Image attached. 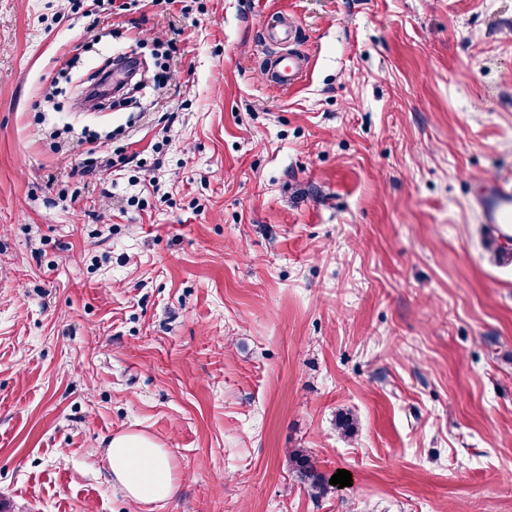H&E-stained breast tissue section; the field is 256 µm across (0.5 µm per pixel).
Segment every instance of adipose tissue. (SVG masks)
<instances>
[{
	"mask_svg": "<svg viewBox=\"0 0 512 512\" xmlns=\"http://www.w3.org/2000/svg\"><path fill=\"white\" fill-rule=\"evenodd\" d=\"M107 463L113 482L135 502L161 503L176 491L168 451L145 435L126 433L113 437Z\"/></svg>",
	"mask_w": 512,
	"mask_h": 512,
	"instance_id": "ef3b65f1",
	"label": "adipose tissue"
}]
</instances>
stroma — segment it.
Returning <instances> with one entry per match:
<instances>
[{
  "label": "stroma",
  "instance_id": "1",
  "mask_svg": "<svg viewBox=\"0 0 512 512\" xmlns=\"http://www.w3.org/2000/svg\"><path fill=\"white\" fill-rule=\"evenodd\" d=\"M157 36L137 110L48 104ZM508 176L512 0H0V503L512 512V254L476 205ZM122 433L173 498L113 483ZM295 448L351 486L312 497ZM303 70L295 53L288 55V62L275 60L271 63L268 75L281 87L293 86L302 77ZM107 463L112 481L135 502L155 504L169 500L176 491L170 455L139 433L112 437Z\"/></svg>",
  "mask_w": 512,
  "mask_h": 512
}]
</instances>
